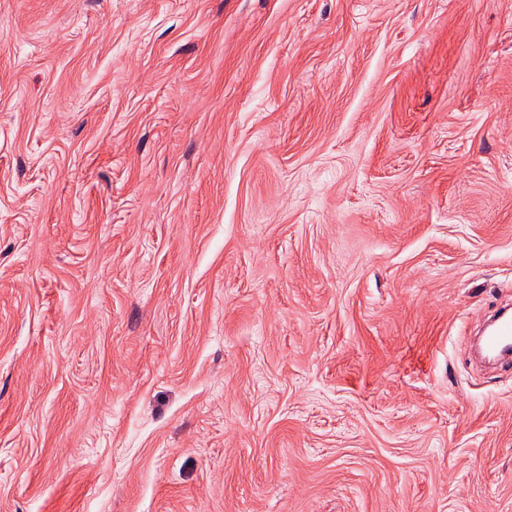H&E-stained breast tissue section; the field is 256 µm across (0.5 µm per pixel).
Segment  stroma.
<instances>
[{
  "mask_svg": "<svg viewBox=\"0 0 512 512\" xmlns=\"http://www.w3.org/2000/svg\"><path fill=\"white\" fill-rule=\"evenodd\" d=\"M512 0H0V512H512ZM502 313L495 310L491 316L492 332L484 340V348L489 354H496L502 347L512 344V320Z\"/></svg>",
  "mask_w": 512,
  "mask_h": 512,
  "instance_id": "stroma-1",
  "label": "stroma"
}]
</instances>
